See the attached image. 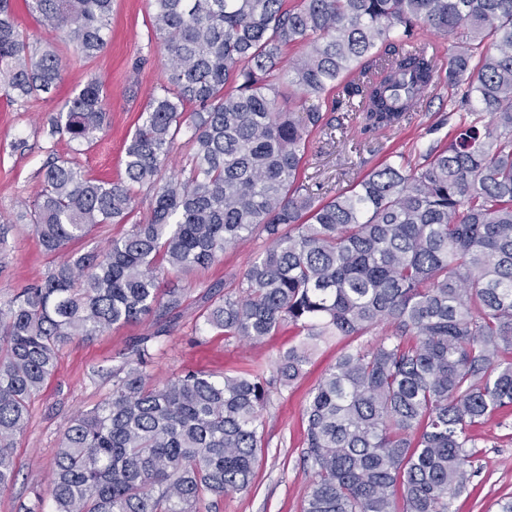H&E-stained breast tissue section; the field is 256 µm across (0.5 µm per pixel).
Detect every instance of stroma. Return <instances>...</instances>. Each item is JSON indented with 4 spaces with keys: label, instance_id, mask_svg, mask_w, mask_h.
Segmentation results:
<instances>
[{
    "label": "stroma",
    "instance_id": "obj_1",
    "mask_svg": "<svg viewBox=\"0 0 512 512\" xmlns=\"http://www.w3.org/2000/svg\"><path fill=\"white\" fill-rule=\"evenodd\" d=\"M151 16L149 0H114L105 48L96 58L86 60L72 48L62 47L63 78L48 98L13 101L0 89L1 305L44 278L54 263L43 252L30 222L19 218L23 205L33 203L42 189L46 162L53 157L72 158L86 177L123 178L125 148L138 116L149 93L165 82V57L152 31ZM93 78L103 86L106 123L89 148L76 155L67 136H50L48 118ZM450 97L447 78H440L411 123L369 142L351 116L344 120V131L313 132L305 164L308 183L321 184L323 195L331 196L397 159L407 171H420L427 146L450 130ZM266 246L265 237L254 236L227 250L208 270L161 278V287L177 285L187 293L177 325L156 356L151 370L154 383L186 368L218 376L245 364L268 369L278 354L304 341V334L290 325L256 345L228 341L205 328L203 295L214 286L236 294L243 269ZM150 324L145 318L114 326L60 348L55 372L32 399L28 426L17 438V475L12 485L0 489V512H19L21 504L34 502L37 489L46 488L66 423L78 411L100 402L111 388L110 383L91 381L90 370L117 364L130 344L149 331ZM343 349V344L333 340L318 343L302 376L292 385L273 390L262 417L265 440L252 483L247 490L225 495L216 512H302L310 486L303 464V408L310 390ZM472 435L476 443L474 488L458 495L452 510L496 512L498 500L512 495V411L486 418Z\"/></svg>",
    "mask_w": 512,
    "mask_h": 512
}]
</instances>
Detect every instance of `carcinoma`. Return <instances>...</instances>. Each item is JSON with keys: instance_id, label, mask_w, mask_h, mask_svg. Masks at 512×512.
I'll return each mask as SVG.
<instances>
[{"instance_id": "carcinoma-1", "label": "carcinoma", "mask_w": 512, "mask_h": 512, "mask_svg": "<svg viewBox=\"0 0 512 512\" xmlns=\"http://www.w3.org/2000/svg\"><path fill=\"white\" fill-rule=\"evenodd\" d=\"M86 59L100 53L112 0H25ZM166 85L149 94L125 150V178H86L68 159L43 172L27 212L47 276L0 306V487L17 473L29 402L75 338L154 317L128 356L90 379L111 392L65 426L46 489L52 512H211L250 485L271 381L259 365L232 375L182 370L151 385L159 343L185 294L159 288L259 233L266 251L239 293H210L202 317L226 340L260 343L289 323L310 339L388 334L346 349L304 407L303 512H450L471 479L469 430L512 409V0H152ZM455 37L445 140L409 174L386 163L320 199L302 179L325 95L357 112L363 133L400 127L439 63L417 39ZM306 47L283 68L284 50ZM480 65H471L477 50ZM57 44L31 47L0 0V81L15 100L61 82ZM194 107L186 112V107ZM99 82L50 116L49 135L81 146L104 129ZM188 172L162 176L182 127ZM149 216L100 252L70 243L125 224L133 186ZM308 360L275 363L291 384Z\"/></svg>"}]
</instances>
